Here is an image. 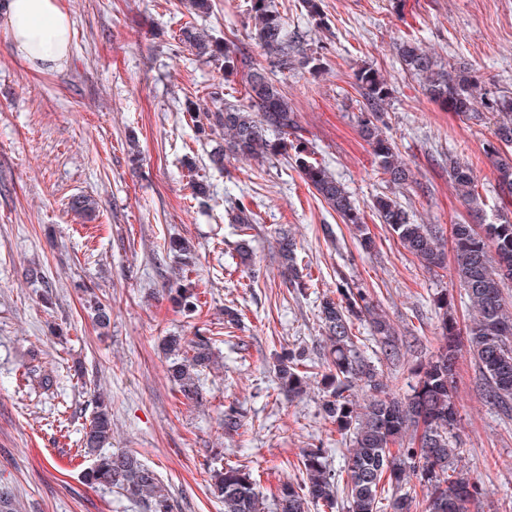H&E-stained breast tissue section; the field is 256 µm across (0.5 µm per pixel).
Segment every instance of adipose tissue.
<instances>
[{"label": "adipose tissue", "instance_id": "ef3b65f1", "mask_svg": "<svg viewBox=\"0 0 512 512\" xmlns=\"http://www.w3.org/2000/svg\"><path fill=\"white\" fill-rule=\"evenodd\" d=\"M0 23L16 55L38 68H59L68 59L71 22L61 0H7Z\"/></svg>", "mask_w": 512, "mask_h": 512}]
</instances>
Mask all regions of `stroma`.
Returning <instances> with one entry per match:
<instances>
[{"instance_id":"obj_1","label":"stroma","mask_w":512,"mask_h":512,"mask_svg":"<svg viewBox=\"0 0 512 512\" xmlns=\"http://www.w3.org/2000/svg\"><path fill=\"white\" fill-rule=\"evenodd\" d=\"M61 2L73 32L61 68H32L0 27V486L15 493L21 512H141L84 479L92 459L79 439L98 392L110 399L113 448L138 452L160 474L175 512H224L209 491V470L225 460L247 465L266 494L298 478L299 454L314 444L341 471L345 444L323 417L321 389L311 385L294 402L279 395L277 355L294 349L323 362L318 304L341 277L370 294L402 338L400 362L382 371L392 392L405 393L415 367L441 342L435 296L448 294L462 316L463 288L452 270L428 273L376 221L368 223L376 248L363 252L352 227L285 159L230 158L223 169L210 167L208 144L183 118L185 102L219 89L227 101L245 103V80L225 79L215 63L176 50L173 37L188 18L183 0ZM274 3L286 15L289 41L326 50L329 70H296L282 87L316 158L362 210L389 190L357 134L351 73L370 64L392 87L384 121L415 173L399 195L418 223L446 227L465 216L448 175L452 156L472 163L487 218L496 219V175L481 148L491 116L465 117L429 102L402 70L396 45L411 36L438 60L465 59L487 85L512 92V0H323L325 30L299 0ZM246 5L214 0L199 24L257 61ZM191 162L207 177L210 208L190 198ZM80 195L95 200L92 218L70 211ZM239 201L257 216L247 266L236 252L239 229L227 218ZM283 226L312 274L303 297L281 276L275 233ZM173 238L187 240L199 257L192 280L200 308L192 316L161 293L172 275L165 249ZM31 266L42 268L46 284L26 279ZM252 267L261 272L255 282ZM82 282L112 306L107 333L84 307ZM228 306L241 313L230 331ZM200 328L218 337L219 366L197 405L174 392L158 345ZM29 362L51 372V390L22 380ZM455 382L459 463L483 490L470 512H512V414L487 402L468 351L459 355ZM232 404L246 415L242 440L224 433Z\"/></svg>"}]
</instances>
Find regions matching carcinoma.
I'll return each instance as SVG.
<instances>
[{
    "label": "carcinoma",
    "instance_id": "carcinoma-1",
    "mask_svg": "<svg viewBox=\"0 0 512 512\" xmlns=\"http://www.w3.org/2000/svg\"><path fill=\"white\" fill-rule=\"evenodd\" d=\"M306 15L324 22L322 0H300ZM250 37L261 48L264 62L247 60L229 42H220L204 28L185 23L178 43L199 58L221 63L224 80L248 68L247 104L228 103L215 97L208 104L191 101L186 116L198 136L221 140L208 154L210 166L222 169L230 156L265 162L282 157L291 160L303 181L314 188L345 224L358 232L360 247H376L375 237L365 222L364 212L348 188L314 158L303 138L298 115L282 90V78L301 67L315 75L327 65L322 54L297 57L288 42L286 18L272 0H249ZM397 55L403 69L414 76L423 93L442 109L462 116L484 112L495 118L491 137L482 150L497 172V195L504 211L512 206V93L487 87L474 66L459 60L443 63L410 37L398 43ZM352 87L362 98L358 119L360 136L371 148L377 174L397 188L413 182L408 163L385 131L382 115L388 106L391 87L371 65L353 71ZM448 169L457 196L467 206L468 218L449 225L419 224L397 197L378 195L372 211L378 223L396 236L402 247L429 272L447 267L464 288L470 317L460 324L448 314V295L434 300L443 311V344L415 371L410 393L389 392L378 365L363 355L354 321L369 323L380 354L393 362L400 357V343L389 318L361 290L349 287L344 278L336 281V298H326L318 318L326 335L328 372L321 375L324 417L349 446L344 458L347 512H380L379 491L391 489L387 498L392 512H409L417 492H422L426 512H468L479 500L480 488L469 473L457 465L459 416L454 399V378L462 347L472 354L485 381V396L505 411L512 410V304L503 288L512 280V219L501 215L488 221L484 200L473 167L466 161L448 159ZM191 200L200 208L211 201L208 184L192 183ZM232 223L247 235L257 223L256 215L240 204L232 208ZM278 254L287 287L305 295L311 287L310 273L298 263L297 243L288 231L277 237ZM167 252L177 255L176 288L173 299L186 315L199 308L195 289L185 284L196 267L195 258L180 243L170 242ZM88 308L101 328L111 323L112 307L94 292H87ZM217 339L210 330L197 331L193 338L171 336L165 345L168 378L185 400L197 404L206 398L201 375L216 363ZM279 393L288 400L306 393L313 376L303 354L289 351L276 360ZM25 377L44 390L53 386L50 374L38 365L26 367ZM243 412L229 406L224 411V432L238 433ZM112 439V422L104 399L95 410L82 439L85 453L93 456L86 471L88 484L113 490L142 507L143 512H173L168 489L157 471L132 451L107 449ZM300 477L280 483L271 496L259 490L253 472L236 462L224 464L212 475V494L224 503V512H310V507L330 510L338 506L339 483L327 463L326 449L302 450L298 460ZM417 480L418 486L410 485Z\"/></svg>",
    "mask_w": 512,
    "mask_h": 512
}]
</instances>
